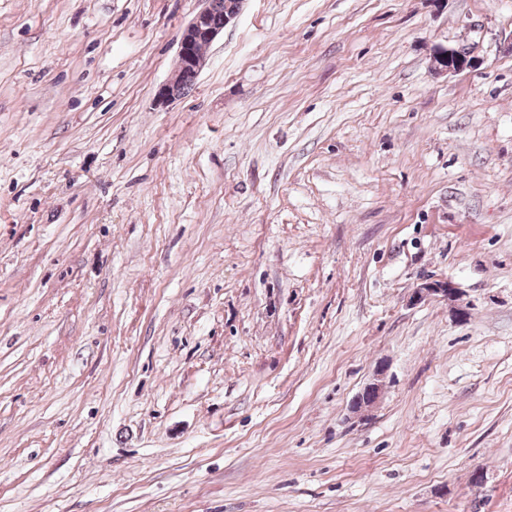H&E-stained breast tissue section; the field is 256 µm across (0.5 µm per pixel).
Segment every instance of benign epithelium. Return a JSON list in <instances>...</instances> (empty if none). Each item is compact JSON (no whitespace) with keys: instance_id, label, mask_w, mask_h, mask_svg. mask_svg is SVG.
<instances>
[{"instance_id":"obj_1","label":"benign epithelium","mask_w":512,"mask_h":512,"mask_svg":"<svg viewBox=\"0 0 512 512\" xmlns=\"http://www.w3.org/2000/svg\"><path fill=\"white\" fill-rule=\"evenodd\" d=\"M202 8L183 29L179 39L176 70L170 80L159 91V104L165 105L183 96L182 81L185 74L198 75L206 64V50L224 31V28L238 17L243 0H225L224 23L211 21V6ZM440 63L436 69L440 72L457 73L472 67L474 59L465 48H443L436 54ZM459 289L448 281H430L420 285L414 292V299L422 300L429 295H438L448 302L456 301ZM381 385L370 383L356 396L352 409L356 412L373 407L380 398Z\"/></svg>"}]
</instances>
